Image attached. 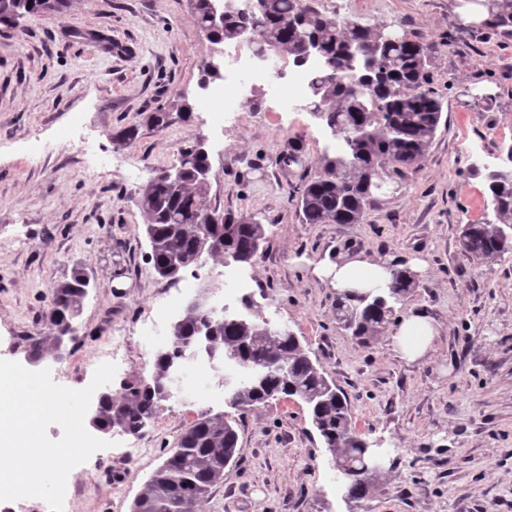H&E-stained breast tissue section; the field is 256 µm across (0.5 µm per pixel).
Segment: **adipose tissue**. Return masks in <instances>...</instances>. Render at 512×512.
Returning <instances> with one entry per match:
<instances>
[{
	"label": "adipose tissue",
	"mask_w": 512,
	"mask_h": 512,
	"mask_svg": "<svg viewBox=\"0 0 512 512\" xmlns=\"http://www.w3.org/2000/svg\"><path fill=\"white\" fill-rule=\"evenodd\" d=\"M313 272L340 294H363L384 289L392 281L391 266L387 261L363 254L324 256L314 262ZM437 334L434 320L424 313L415 312L401 318L391 342L404 360L414 362L432 350Z\"/></svg>",
	"instance_id": "obj_1"
}]
</instances>
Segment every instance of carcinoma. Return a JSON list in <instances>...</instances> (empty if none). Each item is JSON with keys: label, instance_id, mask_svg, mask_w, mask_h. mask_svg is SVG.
Segmentation results:
<instances>
[{"label": "carcinoma", "instance_id": "cac0c4a2", "mask_svg": "<svg viewBox=\"0 0 512 512\" xmlns=\"http://www.w3.org/2000/svg\"><path fill=\"white\" fill-rule=\"evenodd\" d=\"M496 32L512 27V0H484ZM44 10L42 0H0V26L14 28L19 18ZM196 24L209 31V40L221 44L237 30H256L261 44L273 45L292 57L303 43L317 38L323 46V68L313 78L309 103L325 109V121L334 127L339 145L326 160L323 175L301 184L294 197L305 224H355L363 220L373 190L382 187L388 172L401 174L425 157L441 123L442 102L426 88L430 66L427 45L407 35L388 39L381 28L357 19L328 16L300 0H262L253 14L224 22L209 30L210 0H193ZM353 47L375 67L370 86L356 83L347 50ZM496 175L485 177L495 221L462 228L466 252L480 263L490 262L512 248L500 230L512 228V159L501 158ZM179 172L174 182L158 170L142 188L145 235L155 273L173 279L169 262L183 257L182 270L201 268L206 256L222 255L229 262L251 265L263 250L266 230L253 215L224 214L212 206L209 184L203 181L206 158L196 144L179 150ZM218 223H206L207 213ZM83 272L52 287L44 325L47 335L69 332V323L87 296ZM415 286L406 269L394 272L387 291L380 294L342 295L337 302L339 321L349 323L356 338L379 332L396 305ZM247 313H224L210 342H202L199 316L185 317L171 342L155 353L148 376L138 375L121 386L106 402L105 423L137 435L161 410L170 396L174 369L191 348L244 373L227 383L224 400L230 411L224 418L207 414L197 418L179 436L175 448L146 481L133 500L131 512H195L211 489L224 482V470L234 462L238 432L235 415L271 400L301 401L325 447L336 449V466L345 471L347 497L360 499L368 492V475L375 470L370 445L350 429L351 411L343 394H333L331 381L303 352L299 338L286 329H271L252 313L254 302L242 300Z\"/></svg>", "mask_w": 512, "mask_h": 512}]
</instances>
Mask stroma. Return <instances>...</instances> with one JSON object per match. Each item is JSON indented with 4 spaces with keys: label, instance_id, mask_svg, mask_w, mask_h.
Returning <instances> with one entry per match:
<instances>
[{
    "label": "stroma",
    "instance_id": "1",
    "mask_svg": "<svg viewBox=\"0 0 512 512\" xmlns=\"http://www.w3.org/2000/svg\"><path fill=\"white\" fill-rule=\"evenodd\" d=\"M461 5L342 0L345 16L429 47L430 88L443 104L424 160L385 177L357 224L301 221L293 190L322 175L336 150L307 111L266 101L211 129L196 108L201 84L212 56L232 47L208 40L189 0H68L63 12L0 28V359L24 361L16 337L44 332L52 286L79 269L92 288L77 333L59 360L53 339L44 343L53 381L75 387L118 334L127 342L113 391L153 360L133 326L170 282L150 259L141 188L202 134L212 205L256 215L266 228L264 250L246 269L256 314L299 337L382 462L368 494L348 499L306 410L274 401L238 420L236 462L200 512H512V251L481 264L460 242L462 225L491 218L481 169L512 143V36L467 18ZM184 100L194 106L189 120L149 123ZM36 139L53 150L31 152ZM296 141L299 163L281 169ZM338 252L427 264L374 338L338 325L337 293L311 271L310 261ZM412 311L440 326L433 353L416 363L390 343ZM225 410L220 401H166L143 431L149 453L125 457L119 437L70 472L68 512H131L184 429Z\"/></svg>",
    "mask_w": 512,
    "mask_h": 512
}]
</instances>
